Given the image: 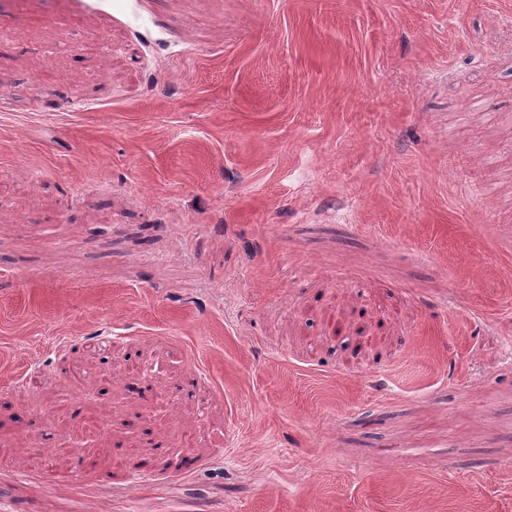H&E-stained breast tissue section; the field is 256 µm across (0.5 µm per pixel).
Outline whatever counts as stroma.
<instances>
[{
  "label": "stroma",
  "mask_w": 512,
  "mask_h": 512,
  "mask_svg": "<svg viewBox=\"0 0 512 512\" xmlns=\"http://www.w3.org/2000/svg\"><path fill=\"white\" fill-rule=\"evenodd\" d=\"M511 339L512 0H0L14 512H512Z\"/></svg>",
  "instance_id": "obj_1"
}]
</instances>
